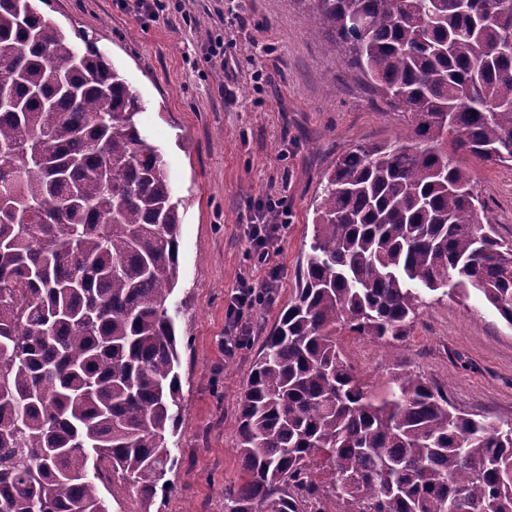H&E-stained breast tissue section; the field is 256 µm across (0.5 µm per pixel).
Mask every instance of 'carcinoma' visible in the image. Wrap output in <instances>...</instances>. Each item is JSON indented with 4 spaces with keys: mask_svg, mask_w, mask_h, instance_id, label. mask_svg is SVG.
Returning <instances> with one entry per match:
<instances>
[{
    "mask_svg": "<svg viewBox=\"0 0 512 512\" xmlns=\"http://www.w3.org/2000/svg\"><path fill=\"white\" fill-rule=\"evenodd\" d=\"M312 2L311 34L411 124L326 177L240 399L226 512H512V421L458 411L402 357L450 280L512 326V241L452 157L512 165V0ZM144 109L85 33L0 0V512H150L169 491L182 216ZM339 327L388 349L384 391Z\"/></svg>",
    "mask_w": 512,
    "mask_h": 512,
    "instance_id": "carcinoma-1",
    "label": "carcinoma"
}]
</instances>
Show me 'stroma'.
Segmentation results:
<instances>
[{
  "label": "stroma",
  "instance_id": "35a3bbf8",
  "mask_svg": "<svg viewBox=\"0 0 512 512\" xmlns=\"http://www.w3.org/2000/svg\"><path fill=\"white\" fill-rule=\"evenodd\" d=\"M158 19L123 0H48L42 13L92 36L145 103L137 125L158 146L182 201L179 282L167 301L179 336L181 415L168 440L170 493L151 512H225L240 481L236 423L263 340L297 286L309 251L323 175L346 150L394 141L403 113L347 66L327 34L309 35L311 0H165ZM206 34H199L198 21ZM222 37L224 70L207 43ZM500 235L512 239V168L455 155ZM285 199L287 223L267 265L249 250L268 197ZM273 282L234 355L224 353L228 304L243 277ZM349 361L374 389L386 382L383 346L339 331ZM414 370L454 405L512 420V326L476 293L449 290L420 311L403 347Z\"/></svg>",
  "mask_w": 512,
  "mask_h": 512
}]
</instances>
